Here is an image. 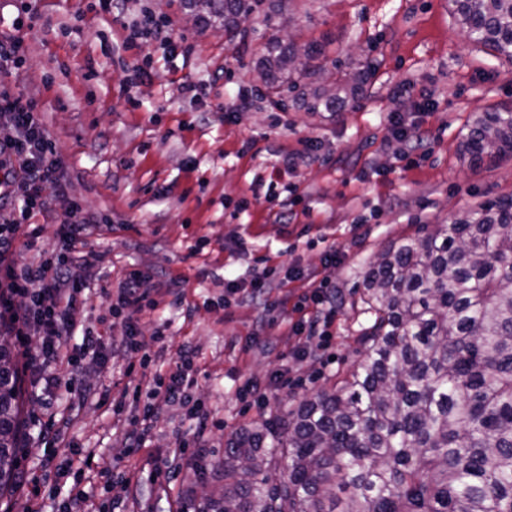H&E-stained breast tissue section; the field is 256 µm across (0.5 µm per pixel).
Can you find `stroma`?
Instances as JSON below:
<instances>
[{
  "mask_svg": "<svg viewBox=\"0 0 512 512\" xmlns=\"http://www.w3.org/2000/svg\"><path fill=\"white\" fill-rule=\"evenodd\" d=\"M93 2L0 0V40L27 47L20 68L0 70V94L38 100L64 172L63 192L33 216L42 231L21 255L60 252L73 203L98 217L88 242L106 260L82 273L93 297L81 318L101 334L103 359L80 361L79 379L117 400L138 384L128 367L140 357L122 347L123 319L98 292L116 291L128 271L148 273L161 305L138 329L166 334L149 346L151 367L169 373L182 348L196 351L190 395L209 407L210 433L197 463L174 460L175 439L193 428L189 403L169 404L150 446L129 456L122 424L90 401L66 429V447L49 452L40 429L71 397L27 382L17 480L36 472L66 492L71 459L91 448L94 470L139 475L127 487L86 484L106 512H195L202 493L224 483L225 437L283 418L360 360L370 317L359 284L379 252L512 196L511 156L472 163L460 154L473 113L512 107V65L469 39L448 0H263L240 17L233 41L195 25L180 0H125L117 17ZM145 12L191 43L189 58L156 40L125 45L124 25ZM284 19L299 45L319 49L318 63L371 66L364 97L341 112H308L287 87H265L256 62ZM185 82L198 97L181 93ZM404 84L411 95L398 94ZM242 97L251 107L234 111ZM394 113L425 131L422 148L391 134ZM287 155L296 159L289 169ZM284 200L281 222L273 212ZM264 266L276 278L259 300L252 282ZM331 309L328 337L292 336V324ZM249 382L264 400L241 396Z\"/></svg>",
  "mask_w": 512,
  "mask_h": 512,
  "instance_id": "35a3bbf8",
  "label": "stroma"
}]
</instances>
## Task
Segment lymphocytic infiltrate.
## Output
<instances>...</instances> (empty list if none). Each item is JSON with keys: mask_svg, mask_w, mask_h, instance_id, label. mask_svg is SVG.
Returning <instances> with one entry per match:
<instances>
[{"mask_svg": "<svg viewBox=\"0 0 512 512\" xmlns=\"http://www.w3.org/2000/svg\"><path fill=\"white\" fill-rule=\"evenodd\" d=\"M9 116L11 134L0 140V255L18 237L30 238L40 232L32 217L48 207L49 195L62 192L63 174L55 142L46 131L39 115L36 99L24 96H0V112ZM21 195H14L13 186ZM96 219L73 207L68 221L62 224L65 251L57 256L14 261L5 268V277L14 296L25 298L16 310L18 334L22 339L36 336L41 340L38 353L27 356L26 370L35 379L54 384L57 373L72 367L66 337L82 334L89 354H96L99 337L80 328L77 315L86 285L80 274L102 261V254L86 246V239ZM150 275L134 271L127 275L112 304L113 310L126 313L123 346L140 353L149 362L146 341L137 330L134 316L144 308L159 304ZM195 353L184 348L179 363L168 376H154L149 395L151 406L144 408L138 426L125 433L128 451L140 452L146 442V431L154 421L156 408L182 399L192 385L190 371Z\"/></svg>", "mask_w": 512, "mask_h": 512, "instance_id": "f902f5d3", "label": "lymphocytic infiltrate"}]
</instances>
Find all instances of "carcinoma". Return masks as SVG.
<instances>
[{"label":"carcinoma","mask_w":512,"mask_h":512,"mask_svg":"<svg viewBox=\"0 0 512 512\" xmlns=\"http://www.w3.org/2000/svg\"><path fill=\"white\" fill-rule=\"evenodd\" d=\"M262 0H183L234 39ZM462 29L512 62V0H450ZM273 39L259 63L309 112L362 96L370 66L336 78ZM462 154L512 155V111L475 112ZM371 316L348 375L288 412L224 440V491L200 512H512V197L484 203L380 253L360 284ZM19 370L0 321V497L13 492Z\"/></svg>","instance_id":"1"}]
</instances>
